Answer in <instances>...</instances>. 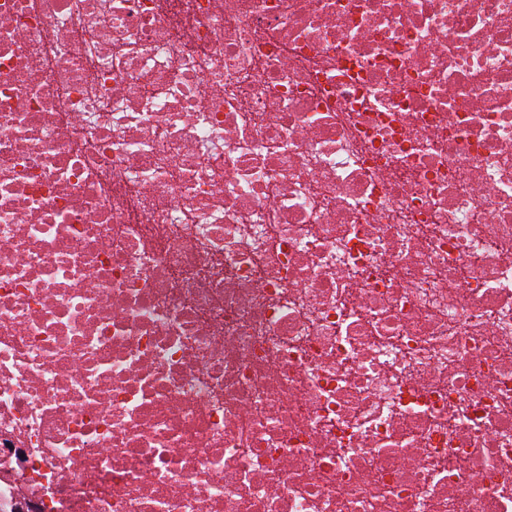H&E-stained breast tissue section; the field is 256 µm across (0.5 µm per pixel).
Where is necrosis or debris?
Returning a JSON list of instances; mask_svg holds the SVG:
<instances>
[{
	"label": "necrosis or debris",
	"instance_id": "necrosis-or-debris-1",
	"mask_svg": "<svg viewBox=\"0 0 512 512\" xmlns=\"http://www.w3.org/2000/svg\"><path fill=\"white\" fill-rule=\"evenodd\" d=\"M0 512H512V0H0Z\"/></svg>",
	"mask_w": 512,
	"mask_h": 512
}]
</instances>
